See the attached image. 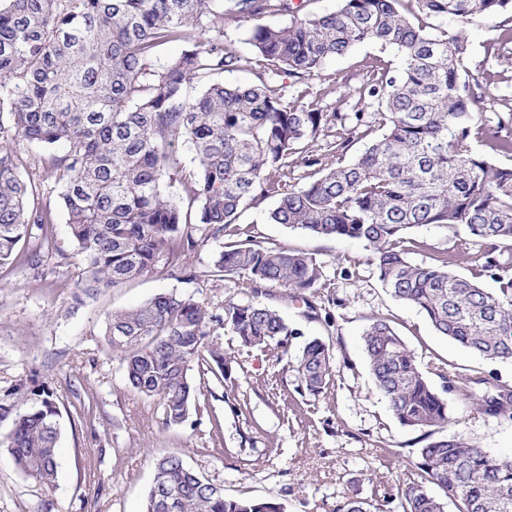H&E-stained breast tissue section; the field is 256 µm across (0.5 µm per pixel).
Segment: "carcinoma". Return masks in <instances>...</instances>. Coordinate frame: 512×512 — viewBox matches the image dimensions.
Segmentation results:
<instances>
[{
    "mask_svg": "<svg viewBox=\"0 0 512 512\" xmlns=\"http://www.w3.org/2000/svg\"><path fill=\"white\" fill-rule=\"evenodd\" d=\"M512 10V0H341L331 13L304 11L292 0H0V266L39 257L49 243V207L42 182L24 179L27 161L14 149L20 138L49 152L47 177L59 187L72 240L87 265L88 288H116L158 266L200 277L188 256L198 246L192 231L224 236L208 273L249 277L252 299L229 300L211 316L191 294L160 293L141 305L107 315L105 335L120 353L124 375L138 393L160 400L163 425H182L197 399L194 365L231 378L214 348L210 323L233 332L247 347H287L296 335L262 300L261 285L275 283L315 309L322 263L312 254L268 248L239 239L241 214L254 202L277 198L269 221L317 237L353 239L393 298L419 308L435 332L488 360L512 362V269L498 247H512V166L472 151L476 134L491 135L493 150L512 152L477 124L466 80L469 41L464 25L478 16ZM291 15L285 25L267 17ZM426 18L440 24L428 30ZM254 22L245 55L224 41V25ZM454 27H448V22ZM182 42L180 55L158 65L157 48ZM393 47L400 66L368 63L358 102L376 106L380 134L355 159L323 165L305 144L323 137L324 153L344 151L364 112H325L301 90L294 98L274 77L318 76L326 63L360 43ZM255 70L260 83L227 85L216 76ZM199 89L190 97L188 90ZM190 145L196 170L180 179L195 213L165 190L163 177L179 173L175 147ZM304 182L287 185L295 167ZM464 229L476 253L450 254L435 264L408 258L421 243L419 226ZM40 230L39 247L29 243ZM488 276V291L456 274L459 260ZM363 350L377 391L403 426L432 439L419 449L421 481L398 501L399 512H445L434 483L457 512H512V460L501 459L460 434H445L448 400L420 371L403 338L384 319L363 332ZM333 356L320 338L296 359L300 387L321 391ZM493 416L512 417V386L464 377L458 390ZM24 407L0 397V417L12 418L5 447L14 465L43 485L56 475L60 410L45 390ZM285 512L275 499L234 498L169 454L156 460L144 512ZM336 512H381L349 498Z\"/></svg>",
    "mask_w": 512,
    "mask_h": 512,
    "instance_id": "carcinoma-1",
    "label": "carcinoma"
}]
</instances>
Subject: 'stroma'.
I'll use <instances>...</instances> for the list:
<instances>
[{
    "label": "stroma",
    "instance_id": "stroma-1",
    "mask_svg": "<svg viewBox=\"0 0 512 512\" xmlns=\"http://www.w3.org/2000/svg\"><path fill=\"white\" fill-rule=\"evenodd\" d=\"M512 13L477 17L467 27L466 66L478 116L500 135L512 136V42L502 41ZM398 68L400 56L372 43L330 60L322 76L283 77L287 93L309 89L326 111L353 113L372 59ZM55 222L53 249L38 262L0 267V396L52 393L61 417L57 473L44 485L21 473L0 446V512H143L156 459L174 453L223 488L226 496L272 498L286 512H335L346 499L387 498L397 512L401 492L418 482L415 462L425 433L402 426L375 389L362 346L364 329L387 320L413 350L421 370L443 389L449 368L512 384V363L491 362L439 336L418 308L393 299L381 287L364 243L308 235L267 220L275 198L248 207L243 231L260 245L294 248L315 256L324 278L315 293L319 316L308 319L303 302L268 285L269 304L296 334L287 348L242 346L215 328L232 381L192 368L200 394L181 426L163 424L158 400L128 386L117 352L105 336L108 313L128 309L161 292L191 294L210 314L225 301L252 298L245 276L185 281L169 268L120 288L84 287V262L72 241L53 180L43 184ZM424 249L416 263L450 250L474 252L465 231L434 224L413 228ZM312 337L326 340L335 361L318 395L304 393L288 357ZM449 432L464 435L501 457H512V418L474 410L460 392L447 394Z\"/></svg>",
    "mask_w": 512,
    "mask_h": 512
}]
</instances>
